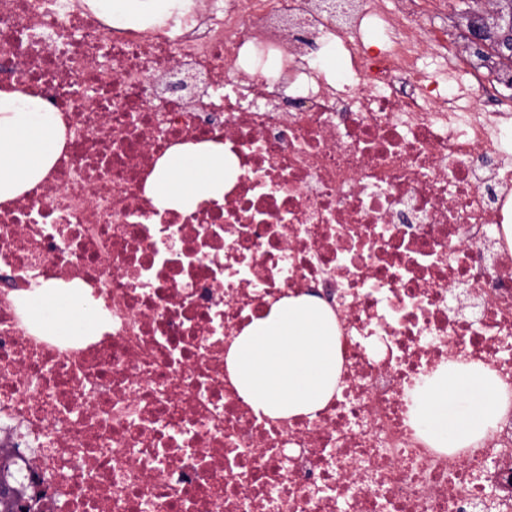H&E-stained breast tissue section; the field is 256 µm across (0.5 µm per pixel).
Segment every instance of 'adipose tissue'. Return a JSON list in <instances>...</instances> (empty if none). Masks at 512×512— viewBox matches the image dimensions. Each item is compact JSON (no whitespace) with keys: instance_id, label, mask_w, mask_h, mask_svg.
I'll use <instances>...</instances> for the list:
<instances>
[{"instance_id":"obj_1","label":"adipose tissue","mask_w":512,"mask_h":512,"mask_svg":"<svg viewBox=\"0 0 512 512\" xmlns=\"http://www.w3.org/2000/svg\"><path fill=\"white\" fill-rule=\"evenodd\" d=\"M113 24L166 25L181 0H94ZM59 114L39 98L0 91V201L34 187L56 160L64 142ZM155 197L172 207H189L224 190V150L179 148L158 164L149 182ZM512 404L494 371L480 363L441 368L431 387L413 399L409 414L435 448H469L486 434L494 415Z\"/></svg>"}]
</instances>
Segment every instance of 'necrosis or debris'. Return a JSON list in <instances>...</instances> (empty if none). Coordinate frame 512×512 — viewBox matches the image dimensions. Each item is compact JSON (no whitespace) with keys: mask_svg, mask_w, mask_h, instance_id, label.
Listing matches in <instances>:
<instances>
[{"mask_svg":"<svg viewBox=\"0 0 512 512\" xmlns=\"http://www.w3.org/2000/svg\"><path fill=\"white\" fill-rule=\"evenodd\" d=\"M423 0H225L179 32L84 0H0V90L65 126L44 178L0 202V502L10 512H512V409L477 447L409 416L439 366L512 391V97ZM383 23L388 47L360 32ZM288 28L294 48L276 37ZM346 49L329 79L306 61ZM433 50L469 108L421 65ZM224 147V192L147 190L171 149ZM75 290L91 335L28 308ZM333 312L338 389L315 414L255 412L232 339L284 298Z\"/></svg>","mask_w":512,"mask_h":512,"instance_id":"4bbe7bcc","label":"necrosis or debris"}]
</instances>
